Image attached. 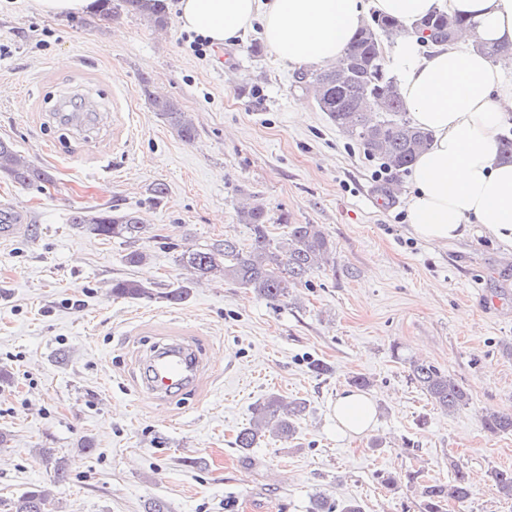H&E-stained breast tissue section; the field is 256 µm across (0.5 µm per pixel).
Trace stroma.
Wrapping results in <instances>:
<instances>
[{"instance_id":"stroma-1","label":"stroma","mask_w":512,"mask_h":512,"mask_svg":"<svg viewBox=\"0 0 512 512\" xmlns=\"http://www.w3.org/2000/svg\"><path fill=\"white\" fill-rule=\"evenodd\" d=\"M263 42L256 22L201 54L173 21L161 31L126 13L60 19L0 0V139L51 176L0 177V210H20L24 224L0 240V500L49 483L66 457L59 512H145L154 498L170 512H310L318 494L423 512V484L449 482L459 463L472 494L446 512H512L490 480L512 469V434L483 425L485 413H512V253L476 226L446 245L413 236L407 172L376 179L380 160ZM150 90L191 115L192 142L153 111ZM373 190L396 192V204L373 207ZM248 202L274 240L288 236L285 214L322 225L335 245L289 299L221 278L178 305L113 296L120 279L175 282L184 251L227 236L248 245ZM109 205L150 225L144 264L70 222ZM170 337L202 345L207 368L194 391L155 400L140 359ZM416 359L465 386L468 405L437 409L410 378ZM354 376L377 399L361 437L333 419ZM272 395L306 403L297 438L237 448L252 407Z\"/></svg>"}]
</instances>
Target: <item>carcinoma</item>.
<instances>
[{
	"mask_svg": "<svg viewBox=\"0 0 512 512\" xmlns=\"http://www.w3.org/2000/svg\"><path fill=\"white\" fill-rule=\"evenodd\" d=\"M122 11L140 16L155 29L168 26L165 0H98L96 17L100 21L113 20ZM450 25L458 33L467 28L465 20L446 13L421 20L418 30L429 31L421 43L428 48L448 43ZM400 34L396 19L376 15L356 32L345 53L354 62L349 74L338 77L333 67L328 66L299 76L306 87L313 88L318 108L339 131L360 145L365 153L381 157L387 166L399 171L408 168L432 143L431 133L412 125L397 78L386 62L385 41ZM148 99L181 140L190 142L195 138L194 123L177 101L151 91ZM0 175L20 185L50 181L46 171L33 165L5 140H0ZM239 220L251 232L248 247L229 237L216 240L181 255L179 262L186 270L185 276L168 290L154 294L141 282L125 279L112 284V294L132 299L155 296L169 304H180L189 298L192 285L222 277L253 289L269 302H282L290 296L291 289L308 283L313 272L329 264L335 249L322 225L291 224L286 216L281 218V223L288 225V238L274 241L268 234L267 214L258 205L240 209ZM71 223L88 235L124 241L129 246L126 261L131 265L147 260L138 242L150 238V227L132 212L82 207L74 211ZM410 372L411 379L440 410L455 412L468 405L465 387L437 366L414 361ZM305 411L306 403L302 401L268 397L253 408L249 425L237 435V447L253 448L268 434L285 441L294 439ZM484 426L493 434L512 432V414H491L485 418ZM69 477L68 461H56L51 486L23 492L11 503L10 512H53V487ZM491 478L498 494L512 499V471L495 470ZM470 494L469 475L457 466L450 483L423 486L424 512H444L448 500L463 503ZM313 512H363V509L354 501L332 503L319 496L313 502Z\"/></svg>",
	"mask_w": 512,
	"mask_h": 512,
	"instance_id": "1",
	"label": "carcinoma"
}]
</instances>
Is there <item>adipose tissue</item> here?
Listing matches in <instances>:
<instances>
[{"instance_id": "obj_1", "label": "adipose tissue", "mask_w": 512, "mask_h": 512, "mask_svg": "<svg viewBox=\"0 0 512 512\" xmlns=\"http://www.w3.org/2000/svg\"><path fill=\"white\" fill-rule=\"evenodd\" d=\"M181 30L214 45L240 37L261 22L264 41L278 59L295 67L336 61L368 13L399 19L392 64L412 122L431 130L433 143L410 173L411 233L428 243L463 238L480 224L503 248H512V162L497 138L512 113V80L472 40L512 44V0H178ZM443 10L470 21L451 44L425 49L413 32L417 20ZM336 429L368 432L376 421L374 399L356 390L337 396Z\"/></svg>"}]
</instances>
